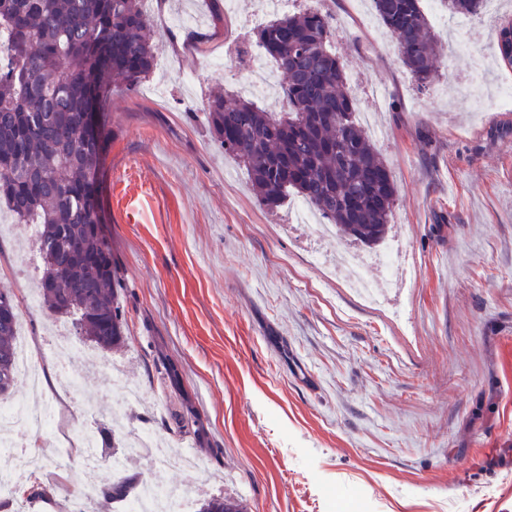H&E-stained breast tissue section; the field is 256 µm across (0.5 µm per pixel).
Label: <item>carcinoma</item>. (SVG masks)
Wrapping results in <instances>:
<instances>
[{
  "label": "carcinoma",
  "instance_id": "carcinoma-1",
  "mask_svg": "<svg viewBox=\"0 0 512 512\" xmlns=\"http://www.w3.org/2000/svg\"><path fill=\"white\" fill-rule=\"evenodd\" d=\"M143 0H0V28L11 40L0 55V197L17 224L38 225L42 303L72 319L84 340L114 350L125 321L117 267L99 201L104 104L112 87L133 90L154 69L151 20ZM452 16H478L484 0H442ZM421 90L438 79L441 44L421 0H373ZM335 30L307 9L255 29L251 46L286 75L283 110L267 112L238 95L217 93L202 112L247 172L256 197L275 206L296 194L339 235L366 247L383 242L397 201L391 171L355 119L342 64L330 49ZM21 312L0 302V398L15 389ZM145 481L125 478L100 497L125 502ZM196 512H242L211 498Z\"/></svg>",
  "mask_w": 512,
  "mask_h": 512
}]
</instances>
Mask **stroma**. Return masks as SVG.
<instances>
[{"instance_id": "35a3bbf8", "label": "stroma", "mask_w": 512, "mask_h": 512, "mask_svg": "<svg viewBox=\"0 0 512 512\" xmlns=\"http://www.w3.org/2000/svg\"><path fill=\"white\" fill-rule=\"evenodd\" d=\"M334 47L397 187L414 276L374 306L335 278L252 193L202 113L236 82L211 56L249 38L257 0H237L210 51L180 58L192 87L123 92L101 176L105 231L128 321L123 361L137 419L200 462L174 484L248 512H512V107L473 108L456 86L475 57L497 63L493 21L444 47L419 91L372 0H327ZM38 253L0 236V283L37 282ZM196 420L201 436L178 429Z\"/></svg>"}]
</instances>
